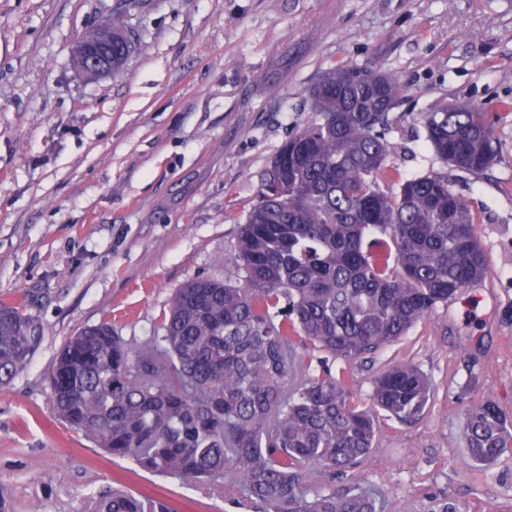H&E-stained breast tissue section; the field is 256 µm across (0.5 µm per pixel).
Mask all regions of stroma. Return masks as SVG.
Listing matches in <instances>:
<instances>
[{
	"instance_id": "35a3bbf8",
	"label": "stroma",
	"mask_w": 512,
	"mask_h": 512,
	"mask_svg": "<svg viewBox=\"0 0 512 512\" xmlns=\"http://www.w3.org/2000/svg\"><path fill=\"white\" fill-rule=\"evenodd\" d=\"M118 9L135 51L117 75H82L73 46ZM346 64L404 85L390 160L409 178L447 174L492 270L353 363L362 395L398 362L434 385L419 421L386 423L362 481L391 512H512V455L476 465L462 432L488 399L512 416V0H0V300L44 327L0 387V512H88L117 483L174 512H244L69 431L49 374L82 328L139 339L186 281L237 280L267 168L314 119L309 88ZM446 100L485 105L489 168L430 146L421 115Z\"/></svg>"
}]
</instances>
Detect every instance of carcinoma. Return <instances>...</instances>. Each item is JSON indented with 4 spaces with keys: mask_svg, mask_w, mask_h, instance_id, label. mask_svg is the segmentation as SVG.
Returning <instances> with one entry per match:
<instances>
[{
    "mask_svg": "<svg viewBox=\"0 0 512 512\" xmlns=\"http://www.w3.org/2000/svg\"><path fill=\"white\" fill-rule=\"evenodd\" d=\"M96 33L112 37L118 73L130 35L116 16ZM403 91L384 72L327 71L311 89L316 118L282 145L240 227L244 282L184 283L161 332L139 342L109 322L70 337L49 375L55 418L114 458L213 485L253 512H383L385 495L355 472L380 433L378 412L413 423L434 389L415 366L398 364L372 382L368 406L351 364L490 273L448 178H407L390 163V113ZM422 121L445 164L481 171L492 163L483 107L444 102ZM298 339L326 354L320 371L300 380ZM43 340L23 306L0 302V386ZM464 430L478 465L512 448V419L492 401L467 409ZM323 469L344 475V486L314 481ZM91 512L172 508L113 490L95 497Z\"/></svg>",
    "mask_w": 512,
    "mask_h": 512,
    "instance_id": "obj_1",
    "label": "carcinoma"
}]
</instances>
